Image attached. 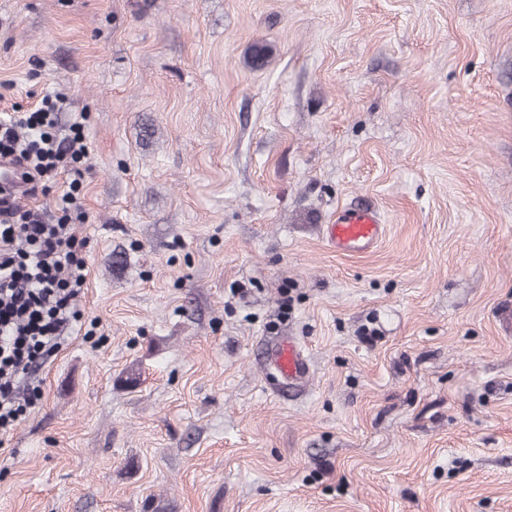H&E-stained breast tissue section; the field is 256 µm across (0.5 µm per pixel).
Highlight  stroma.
Listing matches in <instances>:
<instances>
[{"label": "stroma", "instance_id": "35a3bbf8", "mask_svg": "<svg viewBox=\"0 0 512 512\" xmlns=\"http://www.w3.org/2000/svg\"><path fill=\"white\" fill-rule=\"evenodd\" d=\"M48 93L88 276L0 512H512V0H0ZM383 231L380 213L374 207L344 209L334 224L326 226L328 244L343 254L364 253L378 242ZM274 374L284 380L304 382L310 375V365L293 337L282 338L271 352Z\"/></svg>", "mask_w": 512, "mask_h": 512}]
</instances>
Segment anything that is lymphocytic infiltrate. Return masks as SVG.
Returning a JSON list of instances; mask_svg holds the SVG:
<instances>
[{"label":"lymphocytic infiltrate","instance_id":"f902f5d3","mask_svg":"<svg viewBox=\"0 0 512 512\" xmlns=\"http://www.w3.org/2000/svg\"><path fill=\"white\" fill-rule=\"evenodd\" d=\"M55 114L49 94L35 110L0 114V158L20 163L19 178L35 195L65 177L56 208L66 214L78 205L87 145L78 120L65 139L52 134ZM87 243L72 225L46 223L39 211L0 207V434L26 413L20 381L61 348L65 330L80 319L73 302L87 282Z\"/></svg>","mask_w":512,"mask_h":512}]
</instances>
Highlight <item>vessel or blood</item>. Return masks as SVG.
<instances>
[{"instance_id": "b4317fda", "label": "vessel or blood", "mask_w": 512, "mask_h": 512, "mask_svg": "<svg viewBox=\"0 0 512 512\" xmlns=\"http://www.w3.org/2000/svg\"><path fill=\"white\" fill-rule=\"evenodd\" d=\"M383 224L378 210L369 206L344 209L335 223L327 225L328 244L343 254L364 253L378 242ZM271 365L277 377L295 382L306 381L310 365L294 338L281 339L271 352Z\"/></svg>"}]
</instances>
